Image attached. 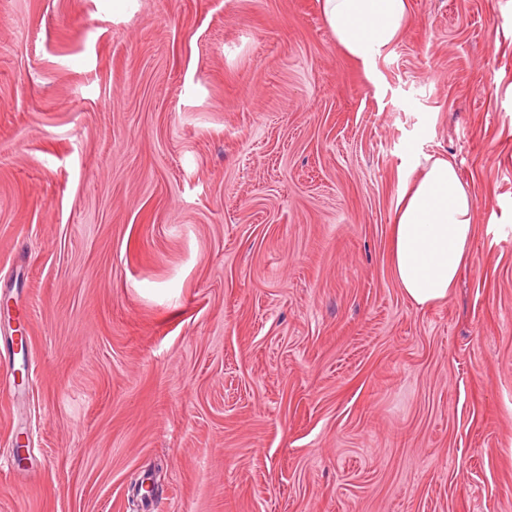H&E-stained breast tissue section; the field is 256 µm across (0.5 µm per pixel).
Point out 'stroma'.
Masks as SVG:
<instances>
[{
	"mask_svg": "<svg viewBox=\"0 0 512 512\" xmlns=\"http://www.w3.org/2000/svg\"><path fill=\"white\" fill-rule=\"evenodd\" d=\"M408 4L367 68L318 0H0V512H512V0ZM474 203L458 168L432 158L406 182L391 224L393 275L418 306L446 299L470 261Z\"/></svg>",
	"mask_w": 512,
	"mask_h": 512,
	"instance_id": "stroma-1",
	"label": "stroma"
}]
</instances>
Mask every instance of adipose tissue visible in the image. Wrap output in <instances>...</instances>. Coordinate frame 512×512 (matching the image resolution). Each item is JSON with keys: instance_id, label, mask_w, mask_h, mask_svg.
<instances>
[{"instance_id": "ef3b65f1", "label": "adipose tissue", "mask_w": 512, "mask_h": 512, "mask_svg": "<svg viewBox=\"0 0 512 512\" xmlns=\"http://www.w3.org/2000/svg\"><path fill=\"white\" fill-rule=\"evenodd\" d=\"M337 42L372 66L398 38L408 0H320ZM474 203L454 163L431 159L405 184L391 226L393 275L418 306L446 299L470 261Z\"/></svg>"}]
</instances>
